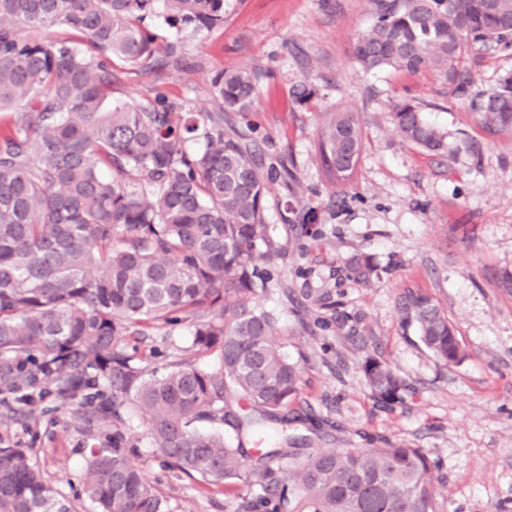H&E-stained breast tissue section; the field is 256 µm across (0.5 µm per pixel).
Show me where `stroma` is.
Listing matches in <instances>:
<instances>
[{
	"label": "stroma",
	"instance_id": "obj_1",
	"mask_svg": "<svg viewBox=\"0 0 512 512\" xmlns=\"http://www.w3.org/2000/svg\"><path fill=\"white\" fill-rule=\"evenodd\" d=\"M371 16V0H224L221 26L185 37L186 66L119 70L115 96L140 102L160 92L211 112L216 71L259 73L253 110L225 111L224 133L256 145L264 168L279 172L264 199L274 249L260 262L270 277L256 300L279 317L283 350L300 371V407L330 423L316 447L404 442L438 462L447 512H512V129H489L435 71L356 68L353 45ZM468 65L475 90L492 89L512 73V49L473 50ZM407 100L445 134L442 150L396 131L391 114ZM346 108L365 140L352 177L335 185L317 131ZM357 254L376 266L370 281L349 266ZM407 288L447 314L466 351L461 364L436 359L401 328L395 302ZM190 332L141 343L145 366L185 358ZM368 353L406 379L405 404L372 399L360 368ZM127 433L170 512H230L224 489L163 469L141 417ZM111 434L69 411L0 412V443L36 449L66 495Z\"/></svg>",
	"mask_w": 512,
	"mask_h": 512
}]
</instances>
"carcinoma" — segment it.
<instances>
[{
    "label": "carcinoma",
    "instance_id": "1",
    "mask_svg": "<svg viewBox=\"0 0 512 512\" xmlns=\"http://www.w3.org/2000/svg\"><path fill=\"white\" fill-rule=\"evenodd\" d=\"M159 4L178 32L224 23V0H0V112L11 113L0 126V404L112 421V447L91 450L84 482L100 512H169L129 457L121 427L135 413L162 466L236 489L234 512H443L439 465L422 448L288 436L280 412L298 399L299 372L278 317L254 305L274 178L248 143L224 136V109L249 111L257 77L217 71V107L204 114L160 92L112 99L113 60L142 73L185 61L181 38L160 49L142 26ZM372 10L353 48L359 69H433L485 124L512 128V76L474 94L465 66L477 45L512 46V0H372ZM392 120L405 140L442 148L418 105H397ZM197 136L193 155L184 143ZM317 142L329 178L348 180L363 145L357 113H331ZM396 310L437 359L462 362L430 295L409 289ZM185 323L190 350L213 362L147 373L130 339ZM361 369L378 405L405 403L410 388L385 361L367 355ZM0 512L78 510L36 449L7 445Z\"/></svg>",
    "mask_w": 512,
    "mask_h": 512
}]
</instances>
